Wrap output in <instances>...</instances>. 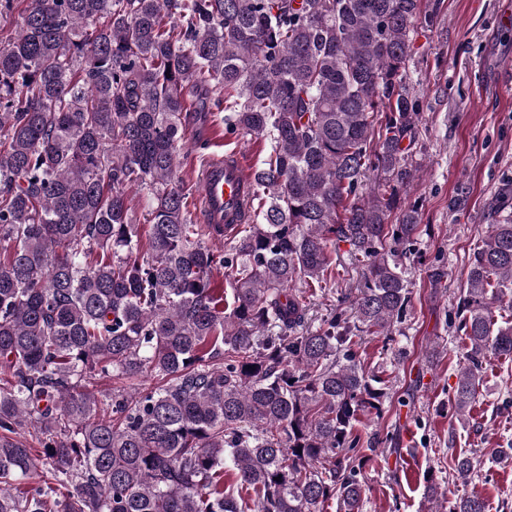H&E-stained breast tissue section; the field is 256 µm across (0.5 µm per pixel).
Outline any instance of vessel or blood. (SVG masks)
<instances>
[{
  "label": "vessel or blood",
  "instance_id": "obj_1",
  "mask_svg": "<svg viewBox=\"0 0 512 512\" xmlns=\"http://www.w3.org/2000/svg\"><path fill=\"white\" fill-rule=\"evenodd\" d=\"M245 169L238 154L214 158L200 175L201 212L208 224H220L226 235L240 227V213L247 206Z\"/></svg>",
  "mask_w": 512,
  "mask_h": 512
}]
</instances>
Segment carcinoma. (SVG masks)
I'll return each instance as SVG.
<instances>
[{"label": "carcinoma", "mask_w": 512, "mask_h": 512, "mask_svg": "<svg viewBox=\"0 0 512 512\" xmlns=\"http://www.w3.org/2000/svg\"><path fill=\"white\" fill-rule=\"evenodd\" d=\"M422 2L26 0L0 47V512H361L355 426L392 385L353 338L390 336L410 303L404 76ZM215 86L226 129L270 142L220 252L177 177L186 101L206 107ZM133 189L149 197L144 236ZM497 213L456 311L461 416L486 354L512 359V324L492 313L512 295L506 191ZM338 242L361 268L351 314L306 330L292 284L336 283ZM145 372L166 383L87 388ZM479 466L451 469L466 481Z\"/></svg>", "instance_id": "1"}]
</instances>
